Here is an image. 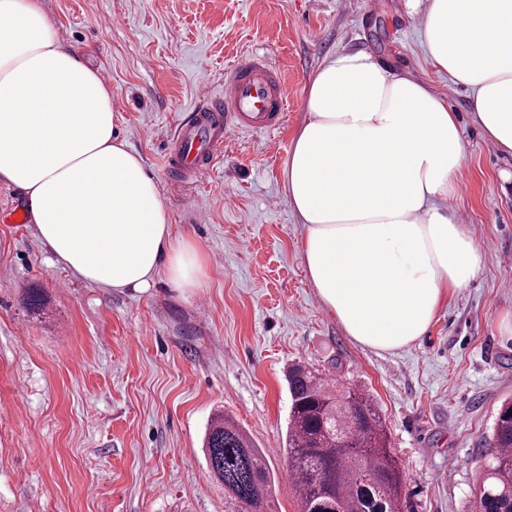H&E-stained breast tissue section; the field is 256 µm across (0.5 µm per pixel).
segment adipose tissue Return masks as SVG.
Masks as SVG:
<instances>
[{
  "mask_svg": "<svg viewBox=\"0 0 512 512\" xmlns=\"http://www.w3.org/2000/svg\"><path fill=\"white\" fill-rule=\"evenodd\" d=\"M423 30L432 67L470 90L475 122L512 154V0H429ZM305 112L284 175L311 286L357 343L411 345L482 267L438 205L466 157L457 114L363 51L314 72ZM116 125L111 90L40 0H0V183L22 193L41 243L97 288L198 287L201 256L173 237L155 176Z\"/></svg>",
  "mask_w": 512,
  "mask_h": 512,
  "instance_id": "1",
  "label": "adipose tissue"
}]
</instances>
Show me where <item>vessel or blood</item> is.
I'll return each mask as SVG.
<instances>
[{
  "label": "vessel or blood",
  "mask_w": 512,
  "mask_h": 512,
  "mask_svg": "<svg viewBox=\"0 0 512 512\" xmlns=\"http://www.w3.org/2000/svg\"><path fill=\"white\" fill-rule=\"evenodd\" d=\"M299 104L265 55L253 53L234 62L219 96L196 106L173 137L165 161L173 185L190 189L212 169L226 139L242 132L276 130L289 108Z\"/></svg>",
  "instance_id": "b4317fda"
}]
</instances>
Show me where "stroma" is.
I'll use <instances>...</instances> for the list:
<instances>
[{
	"mask_svg": "<svg viewBox=\"0 0 512 512\" xmlns=\"http://www.w3.org/2000/svg\"><path fill=\"white\" fill-rule=\"evenodd\" d=\"M58 37L112 91L117 129L157 179L175 238L204 259L198 288L157 279L115 292L74 277L32 224L3 221L22 196L0 183V512H224L202 442L230 417L269 450L267 512H299L283 450L286 376L301 364L369 394L404 476V512H470L491 427L512 399V155L469 112V93L429 63L428 0H42ZM366 51L426 81L456 112L467 155L447 206L481 271L450 290L417 342L358 344L312 288L304 227L283 171L306 112L224 143L183 205L163 160L177 125L267 54L304 94L339 51ZM47 302L25 305L27 289Z\"/></svg>",
	"mask_w": 512,
	"mask_h": 512,
	"instance_id": "1",
	"label": "stroma"
}]
</instances>
